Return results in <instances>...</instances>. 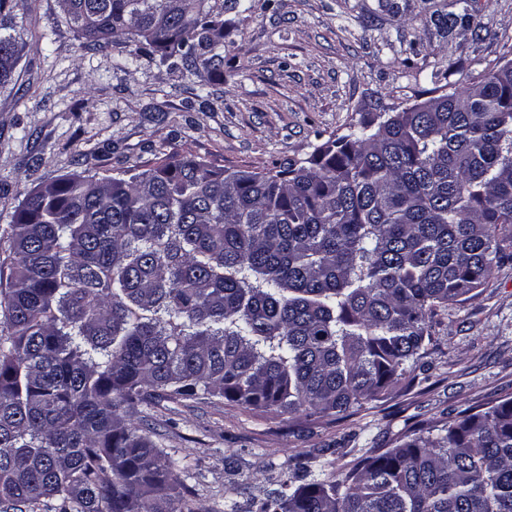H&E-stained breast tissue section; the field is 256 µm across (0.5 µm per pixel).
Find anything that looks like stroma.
I'll use <instances>...</instances> for the list:
<instances>
[{
    "label": "stroma",
    "instance_id": "35a3bbf8",
    "mask_svg": "<svg viewBox=\"0 0 512 512\" xmlns=\"http://www.w3.org/2000/svg\"><path fill=\"white\" fill-rule=\"evenodd\" d=\"M16 38L0 84V234L43 183L84 170H143L193 153L266 172L348 133L364 112H396L512 62V0H239L224 12V74L196 77L159 55L87 49L57 0H9ZM410 385L336 419L261 414L215 397L140 406L137 423L174 465L194 512L265 499L300 462L341 476L410 427L512 398V260L431 321Z\"/></svg>",
    "mask_w": 512,
    "mask_h": 512
}]
</instances>
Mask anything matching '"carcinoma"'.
Wrapping results in <instances>:
<instances>
[{
    "instance_id": "cac0c4a2",
    "label": "carcinoma",
    "mask_w": 512,
    "mask_h": 512,
    "mask_svg": "<svg viewBox=\"0 0 512 512\" xmlns=\"http://www.w3.org/2000/svg\"><path fill=\"white\" fill-rule=\"evenodd\" d=\"M59 4L90 46L224 74V0ZM14 65L0 35V84ZM509 256L506 64L429 108L367 112L275 171L184 153L39 188L0 237V512H192L139 406L357 410ZM256 512H512V398L411 430L341 480L299 463Z\"/></svg>"
}]
</instances>
